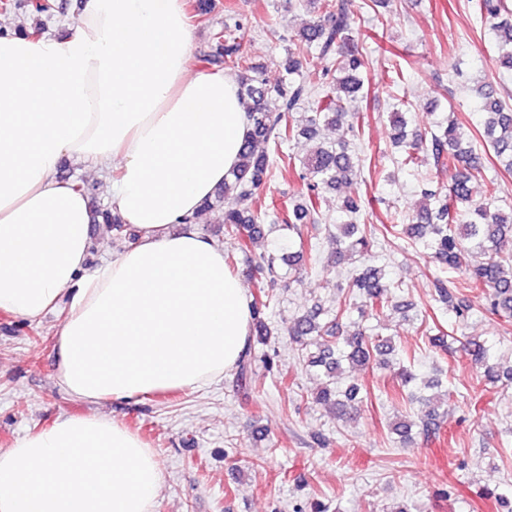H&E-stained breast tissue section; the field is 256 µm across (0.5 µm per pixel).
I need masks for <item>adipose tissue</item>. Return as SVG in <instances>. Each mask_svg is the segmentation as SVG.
Returning a JSON list of instances; mask_svg holds the SVG:
<instances>
[{
    "instance_id": "adipose-tissue-1",
    "label": "adipose tissue",
    "mask_w": 512,
    "mask_h": 512,
    "mask_svg": "<svg viewBox=\"0 0 512 512\" xmlns=\"http://www.w3.org/2000/svg\"><path fill=\"white\" fill-rule=\"evenodd\" d=\"M185 0H85L69 33L0 35V311L60 308L76 399L194 389L233 368L250 309L224 251L187 224L249 132L235 82L191 72ZM106 179L135 244L88 268L94 213L64 164Z\"/></svg>"
}]
</instances>
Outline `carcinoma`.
Segmentation results:
<instances>
[{"label": "carcinoma", "mask_w": 512, "mask_h": 512, "mask_svg": "<svg viewBox=\"0 0 512 512\" xmlns=\"http://www.w3.org/2000/svg\"><path fill=\"white\" fill-rule=\"evenodd\" d=\"M22 6L36 14L50 12V0H0V9L7 11ZM306 6L317 8V17L309 21L291 37L288 63L284 73L272 80L263 64L254 65L242 50V40L248 21L232 14L224 21V28L214 33L216 49L224 58V67L239 72L238 89L242 104L251 120V132L239 153L238 162L224 178L220 192L206 201L204 211L221 212L224 234L238 239L239 249L250 245L263 235L268 212L257 205L255 190L273 177L274 157L268 145L276 147L293 139H313L318 128L331 125L339 132L336 142L321 145L300 159V166L292 167L297 177L306 182V191L285 207L273 211L274 222L299 240V249L288 253V259H300L304 249H313L312 241L304 237L308 224L325 220L321 210L322 192L352 180L360 172L365 159L349 148L346 137L359 136L360 116L350 110L362 90L361 71L364 59L351 46L350 34L355 19L344 6L333 0H306ZM477 17L495 42L497 60L502 68L512 72V19H500L512 12L505 0H476ZM318 52L324 65L299 77L302 58L311 51ZM328 88L325 95L306 110L301 119L292 122L290 116L306 99L317 91ZM481 100L483 132L465 140L458 119L445 116L437 128L426 137L416 134L407 142L406 119L401 112L392 113L393 140L396 147H405L397 162L416 171L419 188L427 203L409 217L410 223L390 225V230L401 228L408 238L422 243L436 260L452 269L463 267L468 271L467 286L485 295L487 310L504 323L512 322V207L508 211L490 202L473 198L472 181L482 177L483 153L478 146L493 150L504 170L512 172V108L499 98L492 86L481 84L473 88ZM435 169H456L441 191L434 186L428 165ZM330 234L336 248L332 263L340 264L352 256L361 258L371 252L372 228L357 222L335 225ZM277 257L263 255L251 266V274L265 281L259 295L253 299L252 335L265 340L267 326L262 319L264 311L276 300ZM384 270L370 263L361 266L352 279V287L361 297L362 306L381 313L392 305V296L384 284ZM318 312L311 311L297 318L288 328V334L305 343L315 340L320 350L311 356L310 364L322 367L331 374L341 362L353 367H365L371 361L391 354L394 347L387 339H373L357 329L343 339L336 336L337 325L319 323ZM461 349L472 364L483 370L484 378L497 383L512 381V359L504 366L494 361L491 347L475 339L460 342ZM360 387L350 384L343 392L323 385L317 399L329 402L343 415L357 410Z\"/></svg>", "instance_id": "obj_1"}]
</instances>
